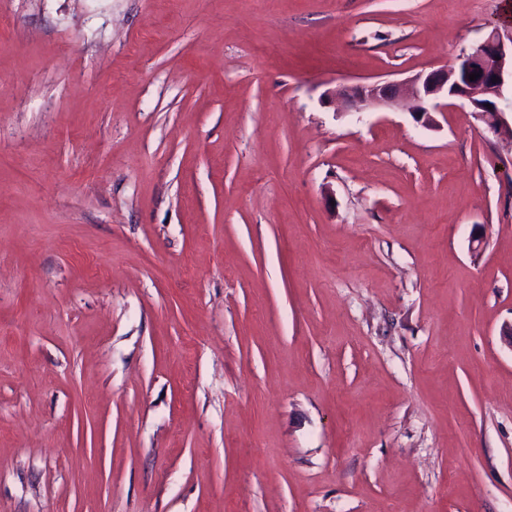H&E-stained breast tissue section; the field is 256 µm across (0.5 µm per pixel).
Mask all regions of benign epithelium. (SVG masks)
Returning <instances> with one entry per match:
<instances>
[{"mask_svg": "<svg viewBox=\"0 0 512 512\" xmlns=\"http://www.w3.org/2000/svg\"><path fill=\"white\" fill-rule=\"evenodd\" d=\"M472 73L479 78L469 80ZM509 80H512V36L505 41L499 30L493 29L475 51L459 57L455 64L421 72L407 81L378 80L349 85L343 90L341 105L361 111L390 108L409 99L413 102L414 118L431 125L432 113L465 102L489 132L512 137V124L505 117L506 112H512V100H506L503 94Z\"/></svg>", "mask_w": 512, "mask_h": 512, "instance_id": "benign-epithelium-1", "label": "benign epithelium"}]
</instances>
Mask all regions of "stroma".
I'll list each match as a JSON object with an SVG mask.
<instances>
[{"label":"stroma","mask_w":512,"mask_h":512,"mask_svg":"<svg viewBox=\"0 0 512 512\" xmlns=\"http://www.w3.org/2000/svg\"><path fill=\"white\" fill-rule=\"evenodd\" d=\"M506 2L0 0V512H512ZM508 41L509 45L499 30L493 29L474 52L462 55L455 64L421 72L407 81L378 80L349 85L343 90L341 105L344 109L361 111L372 107L390 108L410 99L414 118L424 125H431L434 122L432 113L444 112L457 102H465L489 132L508 135L512 139V124L509 125L505 117L510 111L512 118L511 35ZM472 73L479 74V78L469 80ZM493 78H497V82H492ZM508 79L511 83L510 101L503 94Z\"/></svg>","instance_id":"35a3bbf8"}]
</instances>
